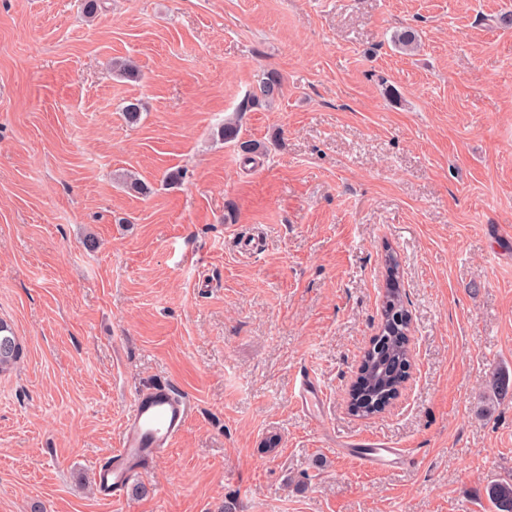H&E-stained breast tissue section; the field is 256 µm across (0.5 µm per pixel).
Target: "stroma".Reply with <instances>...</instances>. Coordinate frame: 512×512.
I'll return each instance as SVG.
<instances>
[{
	"mask_svg": "<svg viewBox=\"0 0 512 512\" xmlns=\"http://www.w3.org/2000/svg\"><path fill=\"white\" fill-rule=\"evenodd\" d=\"M83 2L0 0V319L24 348L0 375V512H492L484 487L512 478V396L486 389L512 373V0ZM270 73L281 95L252 104ZM389 250L413 373L356 417ZM306 372L317 418L293 400ZM160 381L189 420L104 502L95 465ZM369 437L412 466L336 452Z\"/></svg>",
	"mask_w": 512,
	"mask_h": 512,
	"instance_id": "1",
	"label": "stroma"
}]
</instances>
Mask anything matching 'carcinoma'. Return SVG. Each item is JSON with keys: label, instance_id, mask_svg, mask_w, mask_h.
<instances>
[{"label": "carcinoma", "instance_id": "cac0c4a2", "mask_svg": "<svg viewBox=\"0 0 512 512\" xmlns=\"http://www.w3.org/2000/svg\"><path fill=\"white\" fill-rule=\"evenodd\" d=\"M418 34L411 28H404L393 37L394 45L407 51L416 46ZM280 90L278 77L270 75L263 79L258 93L252 101H272ZM226 142H237L245 154L256 151V144L239 139V125L236 119H226L220 129ZM386 267L391 269L386 280L380 329L388 343L379 348L364 351V371L355 382L350 395L349 409L358 416H371L385 412L397 397L404 382L403 369L411 366L412 352L410 337L405 335L406 322L394 319L395 313L406 309L404 294L400 288V264L392 253L386 255ZM23 349L11 327L0 319V374L12 369L21 359ZM488 388L497 396H505L512 390L509 377L502 371L492 372ZM485 494L495 512H512V479L494 482L485 488Z\"/></svg>", "mask_w": 512, "mask_h": 512}]
</instances>
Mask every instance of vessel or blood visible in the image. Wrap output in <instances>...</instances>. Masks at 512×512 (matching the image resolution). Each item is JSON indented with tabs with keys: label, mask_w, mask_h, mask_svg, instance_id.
<instances>
[{
	"label": "vessel or blood",
	"mask_w": 512,
	"mask_h": 512,
	"mask_svg": "<svg viewBox=\"0 0 512 512\" xmlns=\"http://www.w3.org/2000/svg\"><path fill=\"white\" fill-rule=\"evenodd\" d=\"M324 399V391L315 377L303 374L295 391L301 411L319 415ZM190 414L189 398L169 383L159 382L137 390L129 403L117 448L110 461L96 468L98 497L107 502L121 500L140 476L142 464L157 460L172 446ZM347 453L371 470L403 468L411 463L403 449L375 440L352 443Z\"/></svg>",
	"instance_id": "obj_1"
}]
</instances>
